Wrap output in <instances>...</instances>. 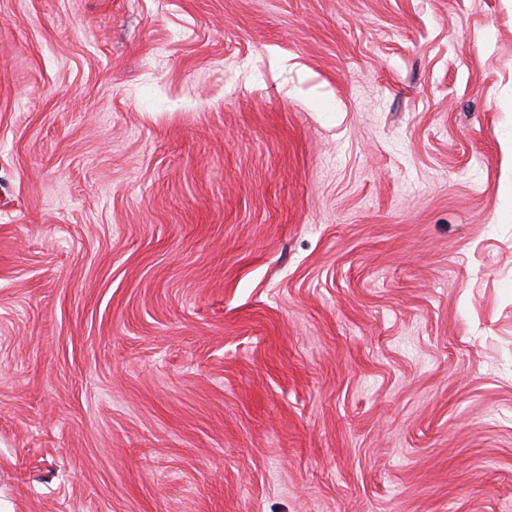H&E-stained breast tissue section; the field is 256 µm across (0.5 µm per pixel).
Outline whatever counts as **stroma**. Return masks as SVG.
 <instances>
[{"label":"stroma","instance_id":"35a3bbf8","mask_svg":"<svg viewBox=\"0 0 512 512\" xmlns=\"http://www.w3.org/2000/svg\"><path fill=\"white\" fill-rule=\"evenodd\" d=\"M512 0H0L11 512H512Z\"/></svg>","mask_w":512,"mask_h":512}]
</instances>
